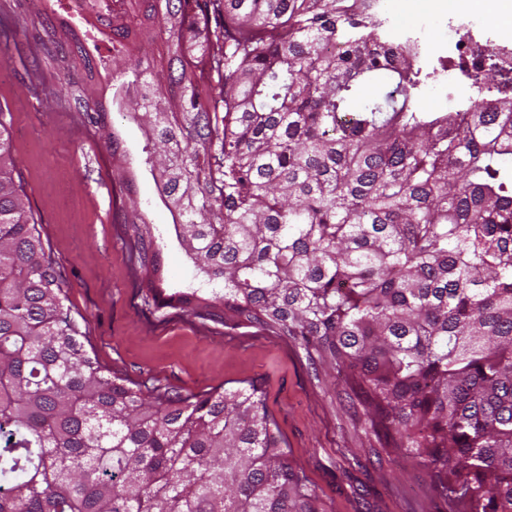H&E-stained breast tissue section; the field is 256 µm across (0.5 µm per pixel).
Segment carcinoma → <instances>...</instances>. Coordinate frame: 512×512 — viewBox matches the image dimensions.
<instances>
[{
    "label": "carcinoma",
    "mask_w": 512,
    "mask_h": 512,
    "mask_svg": "<svg viewBox=\"0 0 512 512\" xmlns=\"http://www.w3.org/2000/svg\"><path fill=\"white\" fill-rule=\"evenodd\" d=\"M165 3L177 92L135 55L152 39L137 3L108 54L61 62L112 72L115 98L148 90L131 117L211 294L177 303L345 373L367 453L421 459L448 512H512V89L489 67L467 104L419 110L447 66L415 39L389 46L366 0ZM6 111L0 512H319L255 384L144 389L85 348L13 176ZM130 252L134 273L157 268L151 231L134 228ZM439 91H440V87H439L438 81L429 82L422 88V90L420 91L418 96L415 98L414 104L416 105L417 108H419L420 110H423L424 112H449V111H452V110L456 109L457 107L467 103L470 95H472V92L470 90H468L467 92H461L460 96L457 97L458 100L454 107L449 108V109L446 107H444V108L437 107L432 111H425L420 104L421 101H424L425 103L435 104V103H433V99L437 96Z\"/></svg>",
    "instance_id": "obj_1"
}]
</instances>
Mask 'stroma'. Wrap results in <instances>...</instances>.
Segmentation results:
<instances>
[{
  "label": "stroma",
  "mask_w": 512,
  "mask_h": 512,
  "mask_svg": "<svg viewBox=\"0 0 512 512\" xmlns=\"http://www.w3.org/2000/svg\"><path fill=\"white\" fill-rule=\"evenodd\" d=\"M0 13L17 25L0 56L8 68L0 101L11 109L14 177L87 350L116 375L182 394L254 383L323 512H441L422 464L396 466L367 455L372 436L364 419L348 412L344 382L315 370L299 342L144 306L122 229L128 198L136 199L140 221L160 240L166 292L178 291L196 269L176 242L173 216L145 163V129L129 116L135 99L113 102L104 71L65 73L60 58L72 51L71 37L42 46L46 25L65 24L74 34L91 28V21L71 18L65 0H43L37 14L28 0H0ZM65 76L89 79L107 109L104 127L89 123L78 95L60 101L50 94ZM108 135L118 142L116 152L104 147Z\"/></svg>",
  "instance_id": "stroma-1"
}]
</instances>
